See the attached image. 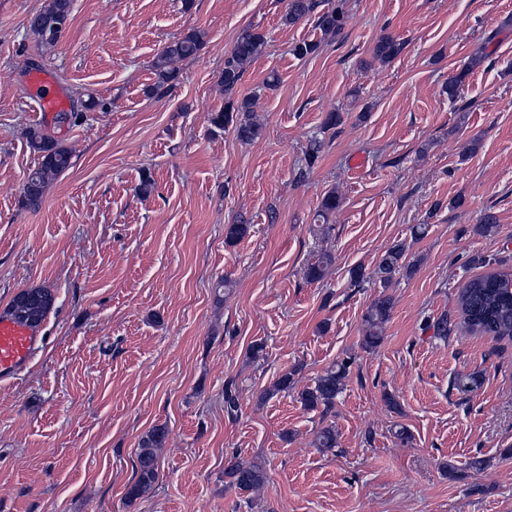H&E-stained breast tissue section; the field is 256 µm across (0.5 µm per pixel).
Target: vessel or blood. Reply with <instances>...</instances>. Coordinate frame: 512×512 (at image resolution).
Returning <instances> with one entry per match:
<instances>
[{"instance_id":"obj_1","label":"vessel or blood","mask_w":512,"mask_h":512,"mask_svg":"<svg viewBox=\"0 0 512 512\" xmlns=\"http://www.w3.org/2000/svg\"><path fill=\"white\" fill-rule=\"evenodd\" d=\"M29 89L39 105V118L51 122L56 113L66 111L69 100L49 69L29 72ZM45 338L39 328L0 313V383L8 384L29 365Z\"/></svg>"}]
</instances>
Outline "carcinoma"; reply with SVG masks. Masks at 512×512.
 Returning <instances> with one entry per match:
<instances>
[{
    "label": "carcinoma",
    "instance_id": "obj_1",
    "mask_svg": "<svg viewBox=\"0 0 512 512\" xmlns=\"http://www.w3.org/2000/svg\"><path fill=\"white\" fill-rule=\"evenodd\" d=\"M318 0H288V13L285 22L295 24L305 17L315 15L316 27L325 37H336L345 27V11L342 0L327 8L319 9ZM71 12V0H47L42 10L32 15L28 21L29 29L46 42H54L62 30L55 27L60 17H67ZM205 44V32L191 30L180 38L165 45L153 60L151 67L154 83L150 88L155 94L168 91L178 79L179 72L174 63L197 56ZM263 34L250 27L242 29L232 50L224 57V68L219 75V83L224 89V107L210 113L211 131L219 133L228 126L234 127L236 136L243 142H251L261 136L262 126L252 115L254 99L235 98V91L242 80L247 66L265 48ZM403 44L390 35H383L377 40L373 57L386 63L396 57ZM29 143L34 152L39 154L38 167L30 171L21 188V202L30 209L40 207L49 182L64 173L71 166V152L61 145L53 136L38 129L28 134ZM404 249L393 246L379 258L374 269V276L382 287L387 288L393 275L403 267ZM331 263L328 254L319 255L318 259L307 265L305 278L317 282L324 278ZM55 296L48 288H25L18 292L7 307V312L32 326L40 325L53 308ZM392 298L381 295L376 298L363 315V346L374 350L383 341V327L390 317ZM458 306L467 328L475 333L487 334L497 338L512 339V278L505 275L491 274L469 280L458 295ZM347 364L342 362L325 370L314 386L298 393L301 404L306 409L324 407L330 410L337 395L341 392L346 378ZM294 389V374L283 373L264 392L272 396L279 392ZM168 438V429L157 426L143 437L138 446L136 480L127 491V498L135 500L152 491L158 479L159 462L157 450L162 448ZM316 447L330 450L336 447V432L333 427L322 428L316 439ZM224 476L229 484L244 492H257L268 480L264 463L260 460L244 462L233 456L224 467Z\"/></svg>",
    "mask_w": 512,
    "mask_h": 512
}]
</instances>
